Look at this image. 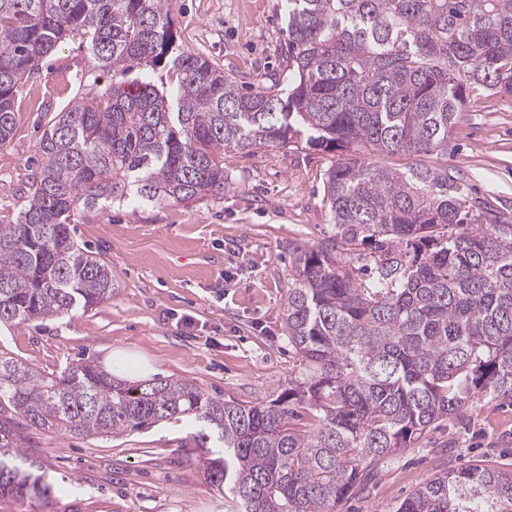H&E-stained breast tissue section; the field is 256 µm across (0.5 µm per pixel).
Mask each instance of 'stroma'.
<instances>
[{
  "instance_id": "stroma-1",
  "label": "stroma",
  "mask_w": 512,
  "mask_h": 512,
  "mask_svg": "<svg viewBox=\"0 0 512 512\" xmlns=\"http://www.w3.org/2000/svg\"><path fill=\"white\" fill-rule=\"evenodd\" d=\"M176 44L208 55L226 76L267 86L281 73L285 0H175ZM80 39L45 57L18 98L12 141L0 147V224L16 222L28 174L42 162L47 122L76 93L111 86ZM333 152L264 148L228 153L223 199L112 206L82 215L76 239L112 268V298L88 311L0 327V357L51 377L80 360L145 359L151 376L187 381L245 405L269 402L297 376L282 316L288 247L333 233L323 173ZM448 171L473 197L512 218V97L473 96L448 139ZM512 405L477 397L464 418L427 431L380 460L368 491L340 512H391L437 470L471 460L512 468ZM0 424L39 464L57 495L0 497V512H224V496L186 449L195 430L169 419L117 436H78L23 426L0 398Z\"/></svg>"
}]
</instances>
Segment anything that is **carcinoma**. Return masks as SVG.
Wrapping results in <instances>:
<instances>
[{
	"instance_id": "1",
	"label": "carcinoma",
	"mask_w": 512,
	"mask_h": 512,
	"mask_svg": "<svg viewBox=\"0 0 512 512\" xmlns=\"http://www.w3.org/2000/svg\"><path fill=\"white\" fill-rule=\"evenodd\" d=\"M173 4L0 0V146L63 41L80 38L112 72V86L50 119L25 204L0 224V324L112 298V268L76 241L78 214L221 199L225 153L320 146L339 151L323 177L334 233L290 247L283 309L301 371L277 398L243 405L89 360L46 377L0 358V397L32 426L81 435L187 416L201 425L190 445L207 455L206 479L238 512H339L366 489L367 466L481 394L512 401V219L444 165L376 160L445 155L474 90L512 95V0H285L283 91L243 89L178 50ZM302 410L306 432L291 427ZM52 493L0 425V496ZM391 512H512V469L440 470Z\"/></svg>"
}]
</instances>
